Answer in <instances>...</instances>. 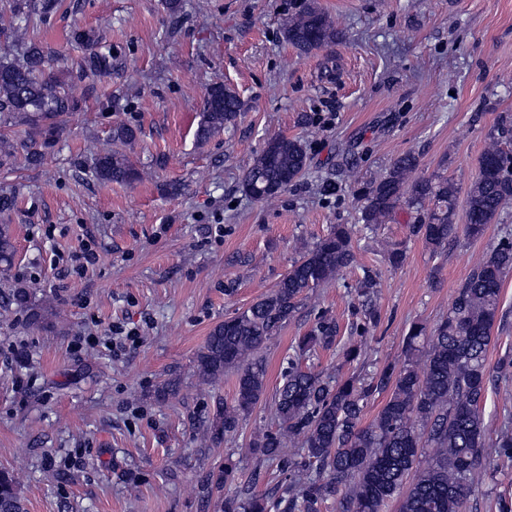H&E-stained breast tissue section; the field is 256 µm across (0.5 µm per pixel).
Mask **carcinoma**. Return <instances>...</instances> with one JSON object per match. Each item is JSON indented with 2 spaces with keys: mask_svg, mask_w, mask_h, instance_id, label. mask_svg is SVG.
I'll use <instances>...</instances> for the list:
<instances>
[{
  "mask_svg": "<svg viewBox=\"0 0 512 512\" xmlns=\"http://www.w3.org/2000/svg\"><path fill=\"white\" fill-rule=\"evenodd\" d=\"M61 0H13L7 44L0 43V125L20 119L28 131L16 146L0 140V154L21 149L25 162L43 164L59 131V118L73 109L69 87L54 70V55L26 41L34 17L57 11ZM285 42L308 54L343 39L330 17L315 0L289 16L283 26ZM86 53L82 75L112 73V49L97 48L82 37ZM243 109L238 93L222 83L207 89L196 138L205 142L236 123ZM136 130L126 123L112 128V143L126 144ZM93 173L103 183H132L139 171L111 146H91ZM302 139L277 135L267 140L246 170L243 192L257 202L271 201L297 181L307 166ZM418 157L404 154L386 171L359 185L361 219L372 228L385 224L399 208L416 213L412 234L438 254L458 238L455 204L458 188L446 178L417 175ZM512 207V150L492 140L479 159L478 175L466 198L465 233L485 234L498 216ZM15 247L9 226L0 225V267L14 261ZM357 263L352 229L336 224L302 254L268 294L216 325L195 354L199 381L216 384L224 372L234 370L237 388L228 403L218 400L212 418L197 440L204 446L234 433L240 419L266 395L267 368L258 350L277 335L296 313L310 291L335 279ZM512 271V233H505L472 267L457 290L448 315L433 327L413 324L405 337L407 359L395 367L385 365L368 382L354 377H326L302 361L318 348L336 340L337 322L322 313L315 325L298 337L288 370L273 394L278 427L259 430L250 439L249 452L267 464L288 462L291 479L277 482L271 491L241 490L224 499V512H317V504L336 500L338 512H385L399 500V512H467L478 476L490 469L494 458L512 456V429L488 435L484 405L494 375L512 371L511 362L492 369L487 352L499 309L504 278ZM378 287V274L364 267L358 296L368 299ZM10 303L26 310L30 324L51 326L63 318L35 301L34 287L19 284L7 293ZM179 379L168 378L155 390L163 403L176 396ZM376 394L386 400L376 416L363 424L364 409ZM300 458H291L293 449ZM415 481L404 487L410 471ZM236 478V464L210 475L200 486L203 493L219 489ZM0 512H26L18 478L0 470Z\"/></svg>",
  "mask_w": 512,
  "mask_h": 512,
  "instance_id": "obj_1",
  "label": "carcinoma"
}]
</instances>
